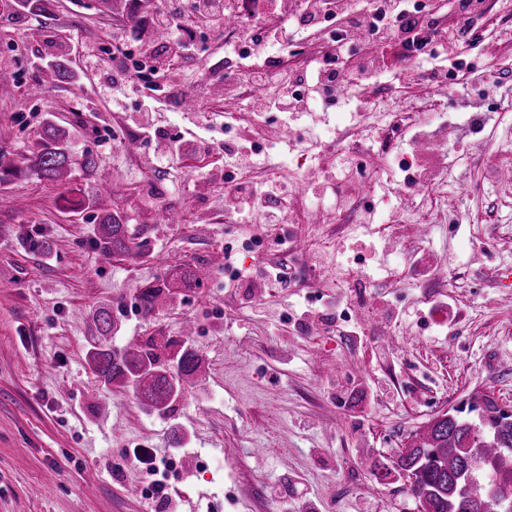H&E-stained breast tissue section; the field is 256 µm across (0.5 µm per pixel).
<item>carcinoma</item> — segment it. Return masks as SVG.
<instances>
[{
	"mask_svg": "<svg viewBox=\"0 0 512 512\" xmlns=\"http://www.w3.org/2000/svg\"><path fill=\"white\" fill-rule=\"evenodd\" d=\"M68 55L66 44H58L54 75H69ZM70 138V130L53 122L44 123L25 166L16 165L0 152V182L34 176L67 184L72 165ZM98 210V254L108 260L119 255H141L128 225L105 207L100 205ZM201 285L191 269H175L141 287L138 310L151 316L163 306L172 289ZM93 321L102 339L90 345L87 358L101 383L132 387L141 403L160 413L169 411L186 389L196 386L201 359L186 342L170 341L160 347L150 338L116 348L104 341L116 329L111 307H98ZM498 414L497 404L486 395L479 421L455 414L442 423L426 424L399 450L396 468L408 477L414 498H428L430 512H487L493 492L512 500V421L505 422Z\"/></svg>",
	"mask_w": 512,
	"mask_h": 512,
	"instance_id": "carcinoma-1",
	"label": "carcinoma"
}]
</instances>
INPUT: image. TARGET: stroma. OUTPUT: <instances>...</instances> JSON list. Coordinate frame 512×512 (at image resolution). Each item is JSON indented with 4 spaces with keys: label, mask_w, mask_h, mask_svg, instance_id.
<instances>
[{
    "label": "stroma",
    "mask_w": 512,
    "mask_h": 512,
    "mask_svg": "<svg viewBox=\"0 0 512 512\" xmlns=\"http://www.w3.org/2000/svg\"><path fill=\"white\" fill-rule=\"evenodd\" d=\"M474 9L477 37L461 48L453 0H429L436 47L413 55L418 79L391 67L293 112L263 110L276 88L243 97L267 54L241 58L209 25L174 54L131 0L0 10V59L19 75L0 92V150L24 161L53 121L74 159H95L64 187L0 184V512H417L405 479L373 470L461 400L512 408V0ZM327 39L296 31L282 70L313 69ZM61 40L71 80L46 69ZM125 45L164 71L113 72ZM242 145L257 148L251 166L227 153ZM414 168L434 188L406 197ZM104 182L142 246L107 266L90 206ZM232 184L270 196L278 223L231 208ZM183 265L201 287L128 316L143 284ZM231 265L250 284L231 286ZM278 265L280 284L266 277ZM103 303L113 346L183 339L201 356V383L173 410L149 411L89 369ZM176 431L166 502L128 497L144 478L116 470L118 451Z\"/></svg>",
    "instance_id": "obj_1"
}]
</instances>
